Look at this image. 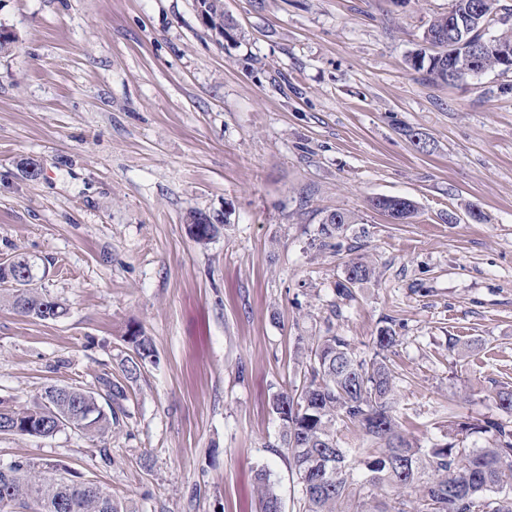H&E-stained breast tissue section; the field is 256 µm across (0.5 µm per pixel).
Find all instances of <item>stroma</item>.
Here are the masks:
<instances>
[{
  "mask_svg": "<svg viewBox=\"0 0 512 512\" xmlns=\"http://www.w3.org/2000/svg\"><path fill=\"white\" fill-rule=\"evenodd\" d=\"M450 5L224 0L219 41L197 0H0V262L34 261L67 309L25 317L0 290V402L121 378L134 329L157 352L112 436L0 435V465L69 467L137 512H258L264 468L298 512L272 408L303 383L297 342L331 330L368 357L386 319L408 440L446 443L452 412L501 417L512 72L448 85L411 67ZM380 196L417 212L392 222ZM194 211L224 219L208 244L187 233ZM334 211L353 224L315 245ZM356 258L376 273L337 298ZM371 208L380 211L382 213L389 212L393 215L394 211H398L401 216L399 222H406L408 219L414 217L415 214V205L414 203L407 198L400 197H383V199L378 198L377 202L374 199L370 200ZM402 207L401 210H398V207Z\"/></svg>",
  "mask_w": 512,
  "mask_h": 512,
  "instance_id": "obj_1",
  "label": "stroma"
}]
</instances>
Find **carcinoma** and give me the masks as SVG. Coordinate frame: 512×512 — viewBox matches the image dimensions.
<instances>
[{
	"label": "carcinoma",
	"instance_id": "obj_1",
	"mask_svg": "<svg viewBox=\"0 0 512 512\" xmlns=\"http://www.w3.org/2000/svg\"><path fill=\"white\" fill-rule=\"evenodd\" d=\"M199 6L212 20L210 31L223 38V0H199ZM456 18L466 31L469 44L487 42L472 74L486 71L512 72V27H507L512 9L500 0H452L448 14L430 21L423 39L433 54L417 53L411 60L416 70H426L434 79L452 83L450 58L462 54L448 42V16ZM371 208L382 213L399 211L401 221L414 217L415 205L407 198L383 197L370 200ZM336 221L322 223L318 229L319 245L343 235L352 217L334 211ZM196 228L193 240L207 244L220 232L223 223L202 224V214L190 215ZM374 276V268L358 258L346 266L336 293L353 296L352 288ZM34 274L28 259L17 257L8 267L0 266V284H8V296L19 313L42 320H55L66 308L50 294L33 287ZM132 354L121 364L126 380L134 379L147 362L155 361V347L150 337L134 331L126 337ZM400 337L390 325L377 329L371 357L353 352L349 341L332 330L301 347L306 355L302 387L281 391L273 398V409L283 422L282 445L292 464L302 496L299 512H343L358 505L364 512L365 499L375 487L393 483L419 492V506L414 512H512V429L494 419L458 420L448 416V443L424 450L413 445L400 431L394 410L395 371L390 361ZM103 389L90 391L77 386L48 385L30 407L8 408L0 413L4 427L0 435L30 425L43 427L42 434H56L55 424H45L47 417L58 415L68 423L86 428V433L105 437L123 422L125 385L110 377L101 379ZM353 426L370 436L377 447L357 465L367 471L365 480L350 479L353 469L348 450L336 439V422ZM489 435L483 448L464 445L468 436ZM433 465L439 477L425 479L427 466ZM259 512H282L281 499L262 469L257 473ZM0 512H134L117 502L96 484L64 466L49 472L27 461H14L0 467Z\"/></svg>",
	"mask_w": 512,
	"mask_h": 512
}]
</instances>
